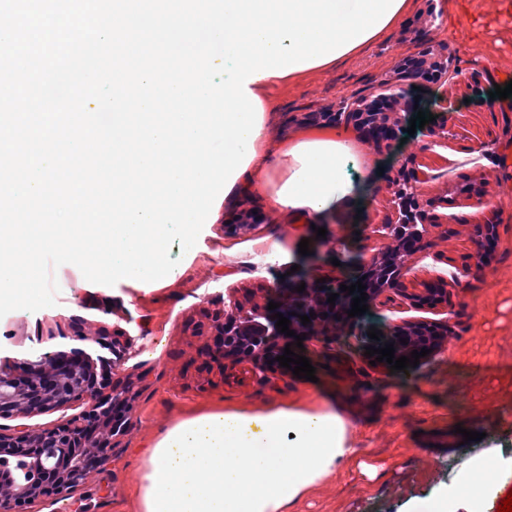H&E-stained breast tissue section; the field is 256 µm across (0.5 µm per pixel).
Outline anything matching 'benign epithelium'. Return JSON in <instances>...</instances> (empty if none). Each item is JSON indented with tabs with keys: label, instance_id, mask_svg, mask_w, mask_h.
Wrapping results in <instances>:
<instances>
[{
	"label": "benign epithelium",
	"instance_id": "benign-epithelium-1",
	"mask_svg": "<svg viewBox=\"0 0 512 512\" xmlns=\"http://www.w3.org/2000/svg\"><path fill=\"white\" fill-rule=\"evenodd\" d=\"M462 74L455 57L446 53L431 57L425 49L405 57L396 76L383 84L384 92L354 93L336 104V111L327 119L356 129L365 139L378 146L396 139L405 121L402 110L411 87V80L429 79L435 83L448 80V73ZM429 179L415 156L405 158L390 179L394 218L381 223L391 246L362 259L356 278L366 285L368 300L375 301L393 292L422 307L431 289L410 292L403 279L408 274L398 260L399 255L413 253L428 245V226L441 224L444 215L437 209L448 199H427L421 186ZM478 206H487L489 215L476 225L475 250L469 256L466 270L481 267L489 255L490 246L498 241L497 218L494 207L488 206L481 191L465 189ZM260 214L251 210L238 215L236 223L226 226L233 234L250 224H260ZM343 280L319 283L305 282V291L282 289L280 307L270 310L264 306L245 308L239 302L211 316L203 332L211 338L214 360L248 359L262 373L282 370L275 358L284 354L294 337H287L275 327L272 316L281 313L291 321L289 329L305 341L329 348L336 344V335L344 330L366 342L368 336L360 327L349 325L347 310L353 295L340 290ZM336 293L335 305L327 302ZM311 316L304 325L299 316ZM451 332L448 322L418 321L393 324L380 340L372 341L374 348L392 342L395 357L411 356L414 350H431L427 358L437 356L445 338ZM407 339L402 344L400 339ZM70 339L80 345L67 351L33 352L24 360L25 372L14 373L0 362V419H12L16 424L0 426V512H32L39 503L55 502L72 497L88 479L112 462L115 443L124 437L133 424V383L124 386L112 383L111 378L97 373V368L121 365L134 346V338L125 333L109 343L91 347L96 339L79 330ZM81 410L56 423L51 428L36 427L25 420L44 413L66 410L73 406Z\"/></svg>",
	"mask_w": 512,
	"mask_h": 512
}]
</instances>
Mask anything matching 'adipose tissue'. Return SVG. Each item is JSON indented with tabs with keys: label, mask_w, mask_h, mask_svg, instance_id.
<instances>
[{
	"label": "adipose tissue",
	"mask_w": 512,
	"mask_h": 512,
	"mask_svg": "<svg viewBox=\"0 0 512 512\" xmlns=\"http://www.w3.org/2000/svg\"><path fill=\"white\" fill-rule=\"evenodd\" d=\"M255 156L233 193L267 192L272 206L307 224L347 206L357 185L349 169L370 171L349 138L303 131L285 142L257 136ZM361 449L343 417L314 405L267 413L212 409L180 421L144 450L139 512H291L313 488L358 461ZM500 455L489 451L462 468L455 493L491 487Z\"/></svg>",
	"instance_id": "obj_1"
}]
</instances>
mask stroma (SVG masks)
<instances>
[{
	"label": "stroma",
	"mask_w": 512,
	"mask_h": 512,
	"mask_svg": "<svg viewBox=\"0 0 512 512\" xmlns=\"http://www.w3.org/2000/svg\"><path fill=\"white\" fill-rule=\"evenodd\" d=\"M424 43L454 54L463 75L448 85L422 83L419 100H407L405 110L435 114L439 100L449 98L455 136L434 146L424 128L407 141L377 148L346 128L378 170L355 174L358 199L331 218L325 238H317L312 227L295 226L264 194H243L220 206L218 220L204 225L189 252L172 244L169 257L177 265L169 278L121 280L109 287L65 264L54 272L55 306L0 318V358L12 359L18 372L31 350L63 349L61 330L82 329L102 341L118 329L139 337L120 369L134 382L133 426L114 448L111 465L75 497L37 505L35 512H135L141 451L165 429L218 406L265 412L307 400L344 417L349 437L376 476L350 467L295 512H407L411 499L453 486L463 464L483 451L496 448L512 457V161L506 159L512 106L488 95L494 85L512 81V12L501 0H414L411 11L367 51L330 72L270 88L274 108L266 133L278 139L310 129L308 113L335 111L342 97L378 87ZM412 152L431 175L424 194L447 197L448 221L429 227L425 250L404 256L405 286L443 281L448 301L420 308L400 297L380 299L360 321L364 329L381 331L405 321H449L444 351L404 374L371 365L348 344L308 348L304 355L316 369L312 382L290 372L267 382L248 361L211 363L208 339L196 327L229 301L267 304L287 287L292 265L314 277L346 274L352 257L384 247L372 224L390 214L387 175ZM469 184L482 186L497 209L498 244L485 265L467 272L475 226L487 215L457 195V187ZM244 208L259 211L263 223L226 234L225 225ZM304 239L306 255L299 252ZM465 429L481 432L482 440L464 442Z\"/></svg>",
	"instance_id": "1"
}]
</instances>
